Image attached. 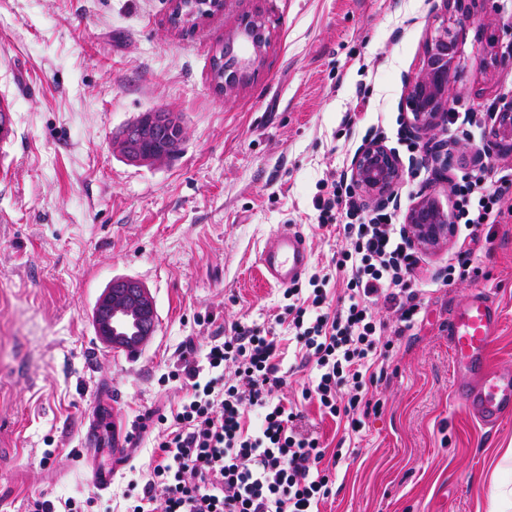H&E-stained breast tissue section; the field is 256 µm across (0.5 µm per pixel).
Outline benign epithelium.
<instances>
[{"label":"benign epithelium","instance_id":"1","mask_svg":"<svg viewBox=\"0 0 512 512\" xmlns=\"http://www.w3.org/2000/svg\"><path fill=\"white\" fill-rule=\"evenodd\" d=\"M466 16H487L488 0H443ZM183 0H171L170 11L176 13L177 26L193 28L206 18L224 12L228 0H200L192 11L182 7ZM457 35L446 29L425 46V57L419 74L407 80L406 105L411 112L409 127L427 139L429 152L425 163L439 171L448 168V155L454 142L439 139L436 131L448 110V97L454 90L457 71L454 67ZM269 44L267 23L258 14L242 17L238 26L224 34V79L214 85L224 95L234 93L248 73L260 65ZM489 147L496 151H512V100H505L492 114ZM177 120L171 113L152 110L143 120L119 135V150L130 163L146 164L156 160L157 153L146 152L142 143L153 138L160 126H171ZM350 178L356 188L377 207L388 205L403 182L404 164L399 156L379 141L368 142L355 154ZM404 223L414 244L430 251L453 236V225L438 201L422 192L416 194L408 208ZM94 319L101 339L115 347L133 349L156 328L154 304L143 285L134 278L112 280L108 297L97 304Z\"/></svg>","mask_w":512,"mask_h":512}]
</instances>
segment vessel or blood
Listing matches in <instances>:
<instances>
[{"mask_svg":"<svg viewBox=\"0 0 512 512\" xmlns=\"http://www.w3.org/2000/svg\"><path fill=\"white\" fill-rule=\"evenodd\" d=\"M310 262L297 225H281L258 251L255 263L266 282L287 287L300 282ZM501 326V309L486 290L472 292L449 312L448 338L454 400L483 426L496 427L512 415V370L495 366L491 347Z\"/></svg>","mask_w":512,"mask_h":512,"instance_id":"obj_1","label":"vessel or blood"}]
</instances>
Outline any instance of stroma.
I'll return each mask as SVG.
<instances>
[{
	"label": "stroma",
	"mask_w": 512,
	"mask_h": 512,
	"mask_svg": "<svg viewBox=\"0 0 512 512\" xmlns=\"http://www.w3.org/2000/svg\"><path fill=\"white\" fill-rule=\"evenodd\" d=\"M262 13L264 65L232 98L211 84V59L243 15ZM168 0H0V102L13 134L0 141V512H28L41 495L93 497L89 512H125L146 480L153 437L125 445L111 488L91 494L92 412L118 433L139 414L183 395L171 373L180 347L208 342L238 321L267 326L285 304L254 254L281 224L299 225L308 273L328 265L341 237L318 226L323 180L349 173L371 140L405 166L401 210L420 191L448 205L447 181L399 141L407 77L443 28L458 35L461 79L451 98L473 124L441 125L455 144L451 169L485 153L488 114L512 97V0L490 20L467 19L441 0H229L194 32L170 31ZM363 121L349 125L358 88ZM165 108L185 128L179 153L153 165L126 162L114 134ZM486 155V153H485ZM488 183L512 153L486 155ZM476 276L423 293V322L396 345L355 452L338 467L321 512H512L492 500L512 484V419L495 428L454 403L448 339L451 307L477 289L493 293L502 325L492 362L512 368V216L477 231ZM148 290L157 328L135 350L99 337L95 305L112 279ZM299 370L283 390L328 448L343 432L302 400Z\"/></svg>",
	"instance_id": "obj_1"
}]
</instances>
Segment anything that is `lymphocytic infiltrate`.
Here are the masks:
<instances>
[{
	"label": "lymphocytic infiltrate",
	"instance_id": "lymphocytic-infiltrate-1",
	"mask_svg": "<svg viewBox=\"0 0 512 512\" xmlns=\"http://www.w3.org/2000/svg\"><path fill=\"white\" fill-rule=\"evenodd\" d=\"M512 177L496 188L484 171L453 180L451 221L459 225L455 251L437 289L472 272L474 229L501 223ZM320 227H337L346 241L333 272L312 274L285 288L286 305L269 327L233 322L206 347L187 341L174 378L186 394L170 413L139 415L134 433L157 426L158 435L141 492L127 512H320L332 493L342 449L327 450L301 425L297 404L280 398L286 383L278 325H287L301 367L310 371L302 391L322 416L360 432L382 404L370 391L384 378L378 366L395 344L422 323L415 273L423 257L391 211L363 213L344 178L323 182L313 201ZM345 288L330 298L333 273ZM387 317H379V309Z\"/></svg>",
	"mask_w": 512,
	"mask_h": 512
}]
</instances>
